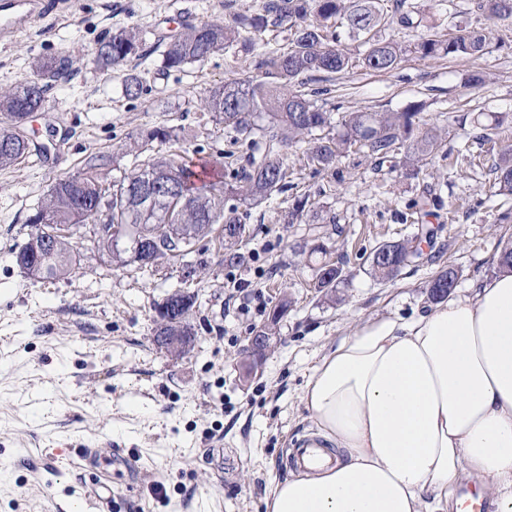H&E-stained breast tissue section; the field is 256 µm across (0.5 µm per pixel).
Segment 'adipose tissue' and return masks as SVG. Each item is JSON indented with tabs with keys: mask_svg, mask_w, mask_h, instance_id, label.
<instances>
[{
	"mask_svg": "<svg viewBox=\"0 0 512 512\" xmlns=\"http://www.w3.org/2000/svg\"><path fill=\"white\" fill-rule=\"evenodd\" d=\"M302 402L334 456L277 483L266 512H451L469 480L512 512V272L358 326Z\"/></svg>",
	"mask_w": 512,
	"mask_h": 512,
	"instance_id": "1",
	"label": "adipose tissue"
}]
</instances>
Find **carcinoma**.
I'll list each match as a JSON object with an SVG mask.
<instances>
[{"label":"carcinoma","instance_id":"obj_1","mask_svg":"<svg viewBox=\"0 0 512 512\" xmlns=\"http://www.w3.org/2000/svg\"><path fill=\"white\" fill-rule=\"evenodd\" d=\"M477 8L490 18L512 16V0H478ZM345 21L350 34L363 38L368 49L365 67L388 71L402 60L404 49L393 41L376 37L377 28L386 21L383 0H266L263 12L237 14L230 23H183L182 29L164 41L161 70H180L189 64H202L212 55L238 42H249L248 34L269 26L288 24L292 38L283 51L260 62L266 68L265 79L228 78L211 87L201 99V111L211 112L224 121V128L241 134L259 132V138L233 143L245 147V165L232 173V181L222 176L224 165L215 169L221 175L214 181L201 176L202 160L186 154H168L163 145L171 133L152 129L132 148L134 156L151 155L138 170L117 181L105 178L103 169L110 156L98 154L85 162L76 176L55 183L38 204V238L28 237L19 253L32 254L28 276L34 281L68 278L76 273L83 253L71 236L58 234L66 224H102L128 239L143 233L170 258H185L178 235L193 238L197 244L223 223L224 261L245 260L241 252L247 229L240 220L224 216V196L245 202L267 198L284 188L286 168L281 148L299 135L322 131L331 125V113L319 106L311 94L301 90L302 75L344 73L353 61L336 47V35L328 33V22ZM146 34L131 27L106 33L98 41L95 64L99 72L112 77L123 72L122 89L128 98H138L147 87L137 73L125 70L127 62L140 56ZM487 49L485 35L476 30H460L445 40L422 38L414 46L423 57L451 55L473 57ZM31 77H25L0 91V168L21 164L31 156L24 127L32 109L46 102L52 83L68 82L74 75L73 61L66 55L38 58L31 62ZM421 106L412 105L401 112H348L342 116L345 134L336 139L318 137L308 149L307 160L318 172H336V161L349 150L361 152L380 166L404 149L403 165L417 167L427 159L438 141L437 131L420 122ZM150 173H158L165 190L152 202H126L125 188L130 182ZM501 192L512 196V153L502 155L497 167ZM97 251L112 253L111 262L119 267L132 264L130 250L112 252L108 238L97 240ZM413 241L384 242L375 246L368 259L372 271L381 279H392L402 268L420 257ZM344 280L343 268L330 261L315 270L314 287L329 292ZM459 273L450 266L440 270L428 283L429 296L438 303L458 284Z\"/></svg>","mask_w":512,"mask_h":512}]
</instances>
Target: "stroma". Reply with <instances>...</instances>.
<instances>
[{"label":"stroma","mask_w":512,"mask_h":512,"mask_svg":"<svg viewBox=\"0 0 512 512\" xmlns=\"http://www.w3.org/2000/svg\"><path fill=\"white\" fill-rule=\"evenodd\" d=\"M407 2L412 26L380 33L406 50L397 68H365V44L343 28L339 46L353 68L305 87L329 88L332 136L343 135L345 113L418 104L438 148L417 173L348 152L330 175L308 166L307 141L291 143L283 190L259 204L224 200L249 233L242 265L227 264L212 235L185 259L116 269L94 248V224L77 229L84 261L76 276L33 281L15 254L55 182L77 175L95 153L113 156L105 174L119 179L132 170L129 149L146 129L170 131L173 152L223 161L230 135L199 111L200 98L230 77L262 78L260 61L282 51L288 36L270 28L253 34L251 47L164 76L160 51L151 49L137 67L149 91L131 100L121 75L104 82L92 62L102 33L138 26L163 37L184 22L257 13L264 0H70L14 43H0V88L27 76L35 57L67 55L76 69L27 126L48 146L46 157L0 170V512H265L266 497L290 474L291 442L312 432L301 397L321 358L355 325L431 309L427 284L443 268L458 269L461 292L497 274L498 255L512 243V218H503L512 215V196L493 188L494 167L512 150V19L485 20L472 0ZM459 27L486 35L483 56L414 52L420 38L444 39ZM474 74L482 84L470 83ZM425 197L428 212H414ZM298 198L307 199L305 211L285 223ZM425 228L434 235L417 262L391 280L374 275V245ZM318 243L345 275L329 295L313 286L320 257L310 249ZM179 287L199 294L189 315L197 343L174 357L153 341L155 306ZM283 301L279 340L250 369L252 332ZM88 448H119L128 458L112 478L109 504L88 496Z\"/></svg>","instance_id":"obj_1"}]
</instances>
